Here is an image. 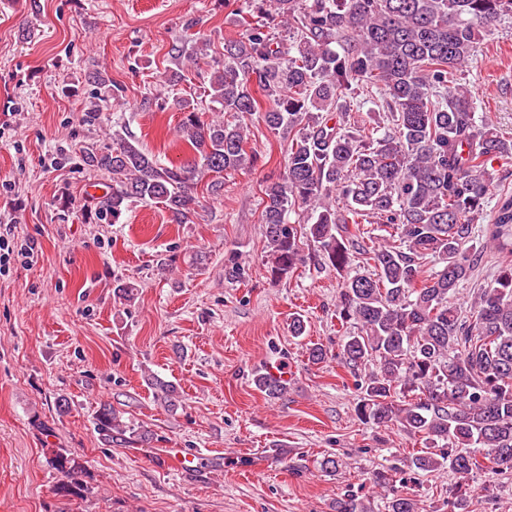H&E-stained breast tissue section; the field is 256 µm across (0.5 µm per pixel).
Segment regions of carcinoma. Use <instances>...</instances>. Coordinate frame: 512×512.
<instances>
[{"mask_svg":"<svg viewBox=\"0 0 512 512\" xmlns=\"http://www.w3.org/2000/svg\"><path fill=\"white\" fill-rule=\"evenodd\" d=\"M266 22L248 25L224 42L223 59L209 58L202 41L184 53L197 64L211 59L208 120L183 99L181 138L193 157L165 165L127 130L104 150L82 148V161L112 177L86 219L116 224L132 202L154 203L174 224H193L201 207L199 180L221 195L227 170L251 167L245 117L256 112L289 142L284 172L262 188L261 212L269 273L294 275L305 263L302 240L313 243L318 266L343 275L336 318L356 330L343 336L339 363L359 379L357 416L371 426L398 425L423 433L429 448L404 459L417 470H449L448 512H468L464 480L483 457L512 471V264L499 266L471 302L456 306L480 254L478 235L490 191L487 166L512 158L507 139L476 117L470 92L448 89L483 33L512 15V0H247ZM98 92L86 108L90 122L112 109L123 88L99 70L87 73ZM377 97L388 126L374 136L349 125L360 92ZM267 105L261 107L257 94ZM307 208L305 224L289 214ZM395 225L397 241L364 246L349 225L357 218ZM492 249L512 255V194L504 192L484 229ZM443 263L428 279L423 263ZM376 369L361 375L362 367ZM164 406H177V388L146 375ZM269 398L286 383L258 374ZM104 445L151 442L110 404L95 415ZM48 466L65 480L63 497L84 499L88 486L73 480L82 469L73 453L51 450ZM387 512H417L414 499L394 494ZM335 512H369L354 494L336 499Z\"/></svg>","mask_w":512,"mask_h":512,"instance_id":"obj_1","label":"carcinoma"}]
</instances>
